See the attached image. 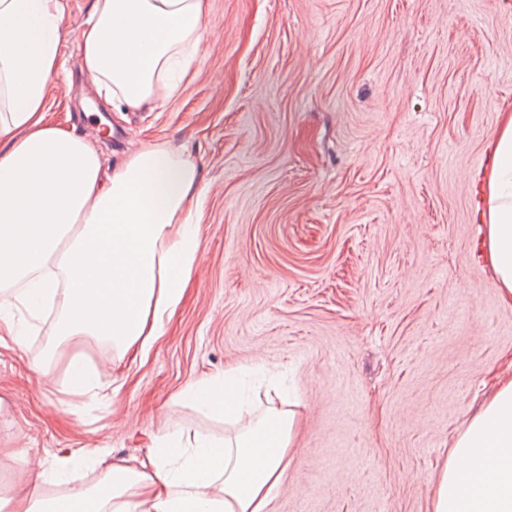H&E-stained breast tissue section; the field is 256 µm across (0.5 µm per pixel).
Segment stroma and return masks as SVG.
<instances>
[{
	"label": "stroma",
	"mask_w": 512,
	"mask_h": 512,
	"mask_svg": "<svg viewBox=\"0 0 512 512\" xmlns=\"http://www.w3.org/2000/svg\"><path fill=\"white\" fill-rule=\"evenodd\" d=\"M92 0H66L49 114L185 146L203 169L198 263L147 360L59 344L57 314L25 349L0 338V448L43 464L104 448L138 464L172 422L223 437L176 403L189 383L261 366L297 403L270 512H428L448 439L512 373V306L478 261L474 178L512 105V0H209L178 95L101 105L81 73ZM59 349L38 378L29 356ZM100 368L74 400L63 364Z\"/></svg>",
	"instance_id": "35a3bbf8"
}]
</instances>
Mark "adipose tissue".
Segmentation results:
<instances>
[{
  "label": "adipose tissue",
  "instance_id": "obj_1",
  "mask_svg": "<svg viewBox=\"0 0 512 512\" xmlns=\"http://www.w3.org/2000/svg\"><path fill=\"white\" fill-rule=\"evenodd\" d=\"M208 0H94L82 69L106 102L141 112L171 100L207 29ZM64 0H0V335L18 312L58 309V333L148 357L193 277L203 174L190 152L145 140L106 167L97 145L48 114ZM475 185L482 258L512 306V108ZM245 368L190 384L179 400L236 424L218 441L189 427L151 436L139 466L88 450L103 476L64 493L34 486L0 512H269L288 467L294 415L253 414ZM429 512H512V377L500 380L448 457Z\"/></svg>",
  "mask_w": 512,
  "mask_h": 512
}]
</instances>
